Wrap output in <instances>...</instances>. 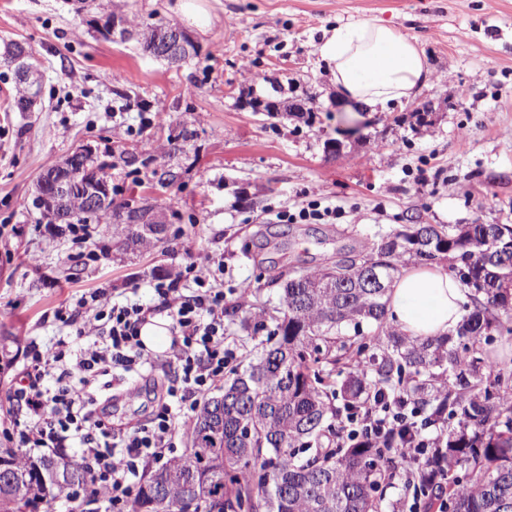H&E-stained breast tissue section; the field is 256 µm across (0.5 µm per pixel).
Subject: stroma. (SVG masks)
Wrapping results in <instances>:
<instances>
[{"mask_svg":"<svg viewBox=\"0 0 512 512\" xmlns=\"http://www.w3.org/2000/svg\"><path fill=\"white\" fill-rule=\"evenodd\" d=\"M119 0H0V48H31L41 72L32 111L0 66V336L16 357L0 401L18 383L27 339L68 332L54 312L82 293L156 305V282L186 263L223 261L217 288L247 289L274 314L277 278L334 262L406 224H512V0H204L186 22L177 0H126L144 26L186 32L196 52L171 64L95 22ZM379 21L416 43L431 78L385 111L346 112L317 52L324 31ZM260 75L255 93L242 62ZM293 92L300 113L255 110L252 98ZM426 109L418 123L416 109ZM166 120L140 132L143 111ZM191 131L180 151L162 146ZM85 148L109 162L115 204L148 199L166 232L155 248L53 237L33 205L38 176ZM323 219L281 224L310 205Z\"/></svg>","mask_w":512,"mask_h":512,"instance_id":"1","label":"stroma"}]
</instances>
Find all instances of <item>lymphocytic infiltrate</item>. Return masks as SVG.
<instances>
[{
	"label": "lymphocytic infiltrate",
	"instance_id": "lymphocytic-infiltrate-1",
	"mask_svg": "<svg viewBox=\"0 0 512 512\" xmlns=\"http://www.w3.org/2000/svg\"><path fill=\"white\" fill-rule=\"evenodd\" d=\"M208 263H188L178 278L159 282L160 307L120 304L98 289L56 311L68 327L51 347L29 342L19 387L13 397L18 419L9 434L18 448L61 455L75 452L91 482L82 501L86 512L106 504L128 512L140 469L166 459L190 411L197 408L238 355L225 343L224 293L211 288ZM193 282L185 291L184 282ZM166 311L174 333L169 352H146L140 328L156 310ZM122 370L162 382L154 418L146 424H112L92 390L99 380ZM404 404L374 400L354 423L372 438L405 427Z\"/></svg>",
	"mask_w": 512,
	"mask_h": 512
}]
</instances>
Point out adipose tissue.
Masks as SVG:
<instances>
[{
    "label": "adipose tissue",
    "instance_id": "adipose-tissue-1",
    "mask_svg": "<svg viewBox=\"0 0 512 512\" xmlns=\"http://www.w3.org/2000/svg\"><path fill=\"white\" fill-rule=\"evenodd\" d=\"M345 110L371 112L410 98L427 83L426 57L394 28L375 22L340 25L318 45ZM468 290L444 264H410L388 292V318L415 338L442 337L462 320Z\"/></svg>",
    "mask_w": 512,
    "mask_h": 512
}]
</instances>
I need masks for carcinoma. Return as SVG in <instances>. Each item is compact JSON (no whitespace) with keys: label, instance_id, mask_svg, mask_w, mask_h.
<instances>
[{"label":"carcinoma","instance_id":"cac0c4a2","mask_svg":"<svg viewBox=\"0 0 512 512\" xmlns=\"http://www.w3.org/2000/svg\"><path fill=\"white\" fill-rule=\"evenodd\" d=\"M162 31L145 28L143 49L172 64L185 60ZM108 168L87 158L83 180L110 194ZM55 170L35 186L46 223L106 219L125 235L117 244L144 246V229L127 219L152 205L110 201L71 215L51 203ZM442 260L471 287L453 348L448 337L407 336L386 317L393 276L407 264ZM375 274L384 287H372ZM511 308L512 224H407L367 253L352 249L331 264L296 271L283 285L270 331L241 303L225 305L229 323L254 336L268 331L265 343L197 408L184 454L144 474L131 512H377L384 468L400 457L406 434L341 442L335 423L359 415L366 397L385 395L414 403L426 425L458 419L459 430L417 463L413 494L425 512H512V374L500 371L487 349L494 334L512 335L498 314ZM364 321L375 323L378 335H363ZM335 375L343 377L337 389ZM1 469L26 493L0 486V512H38V504L89 484L85 467L65 456L30 459L1 447Z\"/></svg>","mask_w":512,"mask_h":512}]
</instances>
